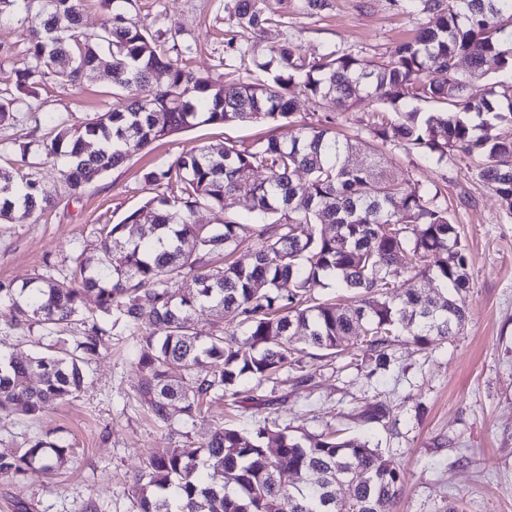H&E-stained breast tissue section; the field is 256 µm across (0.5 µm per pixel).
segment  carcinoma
<instances>
[{
    "label": "carcinoma",
    "instance_id": "cac0c4a2",
    "mask_svg": "<svg viewBox=\"0 0 512 512\" xmlns=\"http://www.w3.org/2000/svg\"><path fill=\"white\" fill-rule=\"evenodd\" d=\"M83 2L0 0V21L32 24L27 66L17 70L15 92L0 96V125L18 122L38 75L53 70L76 86L101 69L112 74L111 108L79 123L59 121L22 145L25 155L35 144L41 155L67 160L70 198L133 152L201 124L291 125L300 94L316 105L334 99L348 110L368 101L378 109L365 124L367 140L340 137L328 117L286 140L210 143L145 168L142 182L165 193L102 229L99 242L75 256L72 276L35 277L19 289L0 281V300L12 301L17 322L83 326L72 351L59 338V350L0 361V415L36 418L47 404L78 397L85 363L109 324L121 322L137 336L138 395L162 428L172 425L173 405L186 424L218 395L234 404L253 400L241 384L278 379L291 364L299 329L325 356L356 346L377 370L390 366L402 336L425 349L464 329L470 257L440 191L402 179L380 161L356 167L349 154L374 141L401 143L438 164L461 154L511 216L512 141L492 130L512 122V0H390L426 22L415 39L377 60L337 50L307 59L288 37L269 43L264 0H235L236 27L251 31L254 42L243 50L236 35L226 40L224 81L164 53L147 25L127 17L133 0H100L101 31L82 35ZM65 55L70 65L55 70ZM461 58L469 64L465 72L456 66ZM247 59L269 77L238 74L235 62ZM490 62L501 77H488ZM157 71L167 75L166 86L141 94ZM414 102L430 110L420 112ZM300 171L303 181L295 179ZM257 172L265 178L256 180ZM237 195L251 201L259 229L232 215L218 224L194 221L198 209L221 213L224 200ZM56 203L31 176L0 169V221ZM249 235L251 262L227 260ZM211 255L226 261L210 267ZM331 279L353 303L314 298ZM422 280L439 281L444 293L434 302L423 298ZM143 293L150 295L147 307ZM91 294L98 314L86 316ZM212 308L224 312L232 332L196 328L194 316ZM175 366L184 372L178 380L170 377ZM69 459V446L37 438L20 454H0V478H38ZM135 486L139 512H336L339 488L348 491L347 512H388L403 493L404 475L359 438L297 436L266 418L252 431L219 426L193 453L157 451Z\"/></svg>",
    "mask_w": 512,
    "mask_h": 512
}]
</instances>
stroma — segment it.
Wrapping results in <instances>:
<instances>
[{"instance_id": "35a3bbf8", "label": "stroma", "mask_w": 512, "mask_h": 512, "mask_svg": "<svg viewBox=\"0 0 512 512\" xmlns=\"http://www.w3.org/2000/svg\"><path fill=\"white\" fill-rule=\"evenodd\" d=\"M233 5L234 0H136L131 14L149 26L168 55L217 78L224 74L217 62L224 56L225 35L234 31ZM264 10L273 20L268 40L291 37L309 57L336 49L377 59L425 22L400 13L389 0H328L314 14L302 10L300 0H264ZM29 40L28 24H0V94L14 92ZM36 90L18 124L0 126V168L32 174L60 197L46 211L0 222V280L18 285L39 275L71 273L74 257L91 247L100 228L120 223L148 196L142 168L170 163L209 143L254 142L273 131L254 123L199 125L134 153L126 165L86 185L78 198H68L61 194L65 160L24 161L20 137L28 128L44 132L59 120L77 123L111 106L112 84L100 74L73 87L46 74L38 76ZM294 110L304 123L330 116L351 137L369 115L364 103L346 110L332 101L316 106L301 95ZM351 160L363 166L381 160L399 177L441 188L471 254L463 331L423 351L395 346L386 370L375 369L363 355L332 361L302 346L286 382L254 388V401L241 408L213 402L194 424L170 431L158 427L140 403L136 350L126 331L115 328L89 360L87 387L79 397L48 405L37 420L0 419L2 454L19 452L45 434L71 449L57 474L0 479V512H17L22 504L29 512H81L89 500L98 512H135L134 476L158 449L190 453L217 423L230 419L250 430L268 415L294 434L332 428L366 438L393 458L404 474V492L391 512H448L457 503L464 512H512V218L469 160L439 165L423 152L394 144L377 153L358 150ZM13 317L10 303L1 302L0 356L23 358L50 343L45 327H18ZM298 376L305 385H293ZM371 403L386 405V418L364 420Z\"/></svg>"}]
</instances>
